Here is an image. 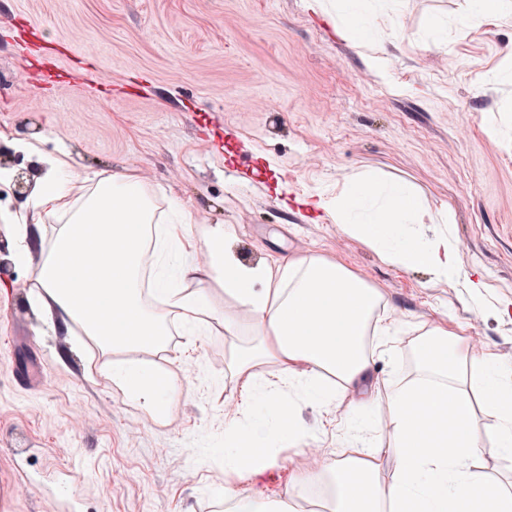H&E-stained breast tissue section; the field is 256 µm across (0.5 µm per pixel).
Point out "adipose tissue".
I'll list each match as a JSON object with an SVG mask.
<instances>
[{
  "label": "adipose tissue",
  "instance_id": "obj_1",
  "mask_svg": "<svg viewBox=\"0 0 512 512\" xmlns=\"http://www.w3.org/2000/svg\"><path fill=\"white\" fill-rule=\"evenodd\" d=\"M313 5L335 11L343 34L367 40L376 0ZM42 162L45 171L23 210L0 209V223L13 236L11 261L29 264V223L56 220L52 236L41 242L43 259L29 300L115 351L113 388L150 417L164 418L178 393L168 371L149 359L169 343L170 316L178 317L184 335H195L204 319L217 315L209 293L214 283L244 308V316L225 317L224 327L246 328L251 337L231 357L233 370L246 378L245 397L224 418L223 446L210 449L222 458L226 479L276 465L281 448L310 439L294 416L296 401L328 407L347 395L345 427L353 453L295 480L303 489L325 488L323 512H468L477 493L490 512H512V492L474 471L481 448L472 431L476 410H483L492 421L489 453L512 461L511 363L490 352H464L458 336L436 324L417 349V379L379 396L366 388L374 363L366 337L377 336L384 347L397 330L376 317V288L320 257L241 264L226 248L234 230L221 224L206 225L197 238L207 254L205 268H197L185 258L197 240L190 233L193 217L175 199L169 214L158 216L135 170L84 178L65 155H46ZM326 207L348 234L370 242L389 263L439 278L459 275L447 233H414V226L450 218L447 210L427 207L412 185L381 182L363 171ZM268 362L277 367L276 380L254 372ZM381 399L390 408L383 447L372 443ZM384 453L398 466L382 484L377 473Z\"/></svg>",
  "mask_w": 512,
  "mask_h": 512
}]
</instances>
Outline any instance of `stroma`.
Instances as JSON below:
<instances>
[{
    "label": "stroma",
    "mask_w": 512,
    "mask_h": 512,
    "mask_svg": "<svg viewBox=\"0 0 512 512\" xmlns=\"http://www.w3.org/2000/svg\"><path fill=\"white\" fill-rule=\"evenodd\" d=\"M311 0H0V140L27 186L40 157L76 172L135 168L155 199L177 196L202 225L229 224L245 263L317 256L378 288L400 329L375 364L381 393L417 375L416 347L446 325L471 352L512 361V12L458 21L461 0H395L370 42L338 35ZM371 170L412 183L448 209L460 277L386 262L317 208ZM0 268V512H224L210 495L224 467L203 450L224 436L242 335L238 308L211 288L206 333H174L159 362L180 392L152 420L112 387V352L29 302L42 258ZM483 282L474 301L465 280ZM349 398L295 409L323 466L348 454ZM307 447L236 487L293 512H321L289 491Z\"/></svg>",
    "instance_id": "35a3bbf8"
}]
</instances>
